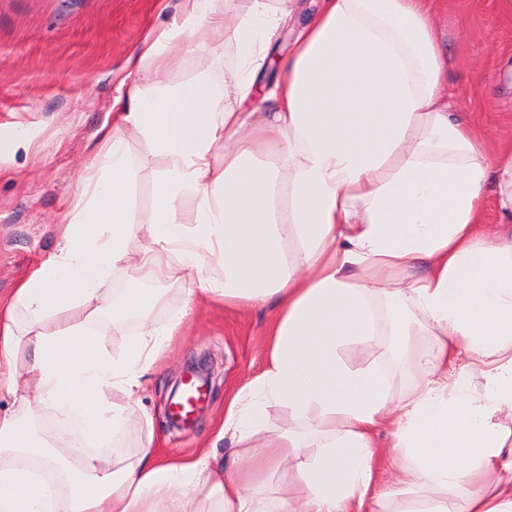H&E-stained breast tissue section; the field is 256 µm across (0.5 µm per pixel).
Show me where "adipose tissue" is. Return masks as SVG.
Here are the masks:
<instances>
[{
	"instance_id": "obj_1",
	"label": "adipose tissue",
	"mask_w": 512,
	"mask_h": 512,
	"mask_svg": "<svg viewBox=\"0 0 512 512\" xmlns=\"http://www.w3.org/2000/svg\"><path fill=\"white\" fill-rule=\"evenodd\" d=\"M288 3L185 0L180 24L142 45L130 103L85 166L56 250L0 307V395L12 401L0 512H181L187 497L194 512H381L382 428L412 492L393 512H512V141L489 151L445 95L452 63L428 0H321L282 79L254 97ZM185 36L237 50L232 86L204 70L170 81ZM141 165L152 170L142 225ZM491 189L498 231L483 220ZM125 264L131 285L118 292ZM193 274L201 300L277 310L265 369L226 399L230 463L207 446L162 461L149 440L127 458L90 453L126 434L129 400L190 314L156 324L159 284ZM130 318L138 332L113 357L108 331ZM383 332L415 377L399 393L380 368L341 357ZM36 401L59 416L48 451L26 423ZM272 403L311 432L272 429ZM283 469L284 497L269 483ZM460 484L479 490L446 502Z\"/></svg>"
}]
</instances>
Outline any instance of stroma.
Returning <instances> with one entry per match:
<instances>
[{"instance_id": "35a3bbf8", "label": "stroma", "mask_w": 512, "mask_h": 512, "mask_svg": "<svg viewBox=\"0 0 512 512\" xmlns=\"http://www.w3.org/2000/svg\"><path fill=\"white\" fill-rule=\"evenodd\" d=\"M317 8L318 0H293L272 60L258 75L261 84L280 78L278 58L287 56L293 34ZM184 9L185 0H0L1 300L55 250L79 174L112 126L113 103L127 101L138 76L142 43L181 19ZM435 11L458 106L490 141L512 139V14L501 0H437ZM238 67L233 47L203 54L186 39L173 50L169 78L184 84L207 69L217 82L231 83ZM474 74L479 82H471ZM193 285L189 278L164 286L163 304L151 311L161 324L184 302L193 307L145 375L130 434L113 444L112 457L133 454L147 437L165 459L193 456L207 443L233 451L230 440L216 438L224 401L264 369L274 310L193 300ZM385 343L379 336L368 346L346 347L342 357L353 368H384L399 392L413 377L384 354ZM203 356L214 367L210 395L189 428L173 429L171 390L187 363Z\"/></svg>"}]
</instances>
